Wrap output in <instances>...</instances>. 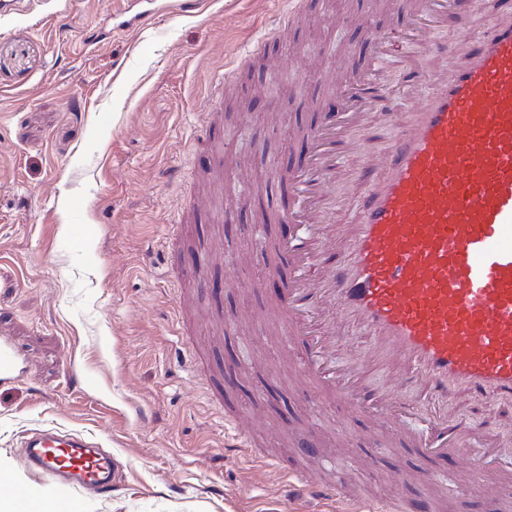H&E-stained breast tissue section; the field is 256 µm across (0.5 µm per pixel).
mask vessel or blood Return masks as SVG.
I'll list each match as a JSON object with an SVG mask.
<instances>
[{"label": "vessel or blood", "mask_w": 512, "mask_h": 512, "mask_svg": "<svg viewBox=\"0 0 512 512\" xmlns=\"http://www.w3.org/2000/svg\"><path fill=\"white\" fill-rule=\"evenodd\" d=\"M205 0H120L119 30H137L169 15H201ZM471 0H419L409 15L410 41L447 58L449 66L420 74L431 87L409 124L359 173L367 189L361 219L345 232L330 221L336 153L354 147L371 114L388 113L377 65L389 37L373 31L366 68L336 82V113L306 138L308 158L288 174L291 205L284 222L297 237L278 250L290 271L283 329L299 352L309 384L336 396L376 433L405 418L402 386L427 401V424L402 431L397 442L432 459L461 455L462 491L492 495L512 470L493 468L501 455L491 432L458 421L456 398L512 400V11L492 14L476 37L465 34ZM456 27L458 39L429 44L430 30ZM375 336L370 365L333 364L336 317ZM22 351L0 336V383L14 380ZM400 372L399 387L366 381L370 366ZM33 473L112 494V457L78 435L44 430L28 445ZM299 497L336 502V512H395L355 481L326 483L300 469L285 475ZM422 487L419 512H445L428 470L410 474Z\"/></svg>", "instance_id": "1"}]
</instances>
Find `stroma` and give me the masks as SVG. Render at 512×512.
<instances>
[{"label": "stroma", "mask_w": 512, "mask_h": 512, "mask_svg": "<svg viewBox=\"0 0 512 512\" xmlns=\"http://www.w3.org/2000/svg\"><path fill=\"white\" fill-rule=\"evenodd\" d=\"M412 2L208 0L116 32V0H18L22 17L0 29V332L28 366L0 385L1 465L86 512H332L253 458L302 463V431L382 499L415 498L401 473L418 459L383 447L368 464L369 426L301 381L278 335L288 271H268L288 208L270 176L305 149L276 144L322 121L378 29L393 35L379 75L394 115L339 157L331 190L335 223L357 222L352 174L384 153L426 92L414 72L436 64L399 35ZM258 86L264 110L245 111ZM228 405L253 453L225 447ZM509 415L506 400L460 405L505 446ZM47 427L111 449V496L27 469L24 443Z\"/></svg>", "instance_id": "stroma-1"}]
</instances>
